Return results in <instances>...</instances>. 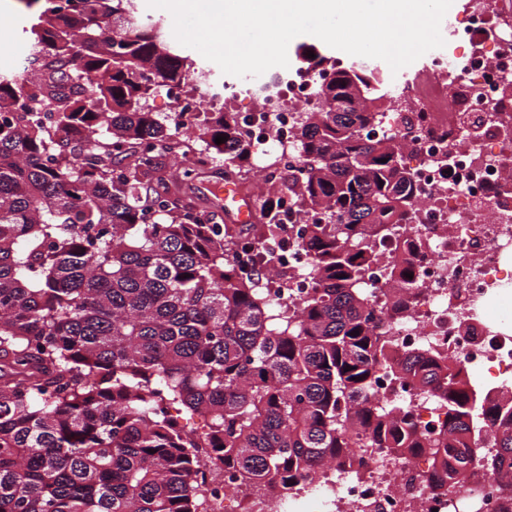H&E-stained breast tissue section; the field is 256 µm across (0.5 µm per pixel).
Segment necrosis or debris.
Masks as SVG:
<instances>
[{
    "label": "necrosis or debris",
    "mask_w": 512,
    "mask_h": 512,
    "mask_svg": "<svg viewBox=\"0 0 512 512\" xmlns=\"http://www.w3.org/2000/svg\"><path fill=\"white\" fill-rule=\"evenodd\" d=\"M465 24L453 27L449 53L427 56L424 76L399 70L389 86L396 109L412 113L413 127L384 115L377 134L406 145L411 172L422 195L410 208L388 248L415 245L420 279L406 293L405 313L380 325L388 336L385 357L413 351L456 358L473 384L492 379L512 392V320L489 317L495 298L512 293V5L469 0ZM316 70L295 66L271 75L266 92L255 83L225 81L221 93L201 88L187 97L167 90L174 112L197 111L251 99L238 113L256 158L275 154L279 165L298 162L294 132L299 113L321 106ZM376 395L405 405L423 423L441 410L437 400L384 381ZM343 469L325 467L314 482L299 483L286 496L233 473L206 469L202 486L207 512H512V481L485 468L454 484L428 479L426 457L408 459L380 449L358 448Z\"/></svg>",
    "instance_id": "obj_1"
}]
</instances>
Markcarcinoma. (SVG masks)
<instances>
[{
	"label": "carcinoma",
	"mask_w": 512,
	"mask_h": 512,
	"mask_svg": "<svg viewBox=\"0 0 512 512\" xmlns=\"http://www.w3.org/2000/svg\"><path fill=\"white\" fill-rule=\"evenodd\" d=\"M30 2L23 73L0 76V512H203L199 448L283 494L325 463L345 468L361 442L429 455L463 481L485 429L489 469L512 473V396L476 391L452 364L387 365L448 409L443 432L372 400L382 346L366 271L387 262L392 309L418 284L412 249L384 250L416 194L402 147L373 135L380 68L312 59L321 107L300 114L298 166L267 177L258 223L221 228L164 177L151 194L143 182L196 141L247 180L236 113L197 112L182 129L148 104L208 74L135 0ZM285 196L311 220L296 246L313 276L275 303L236 256L288 287ZM177 406L201 430L172 425Z\"/></svg>",
	"instance_id": "1"
}]
</instances>
